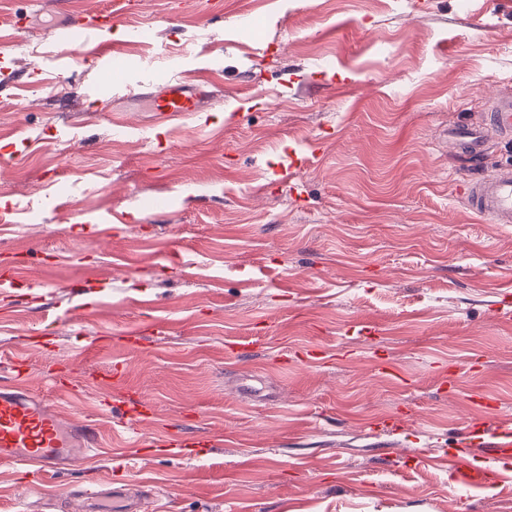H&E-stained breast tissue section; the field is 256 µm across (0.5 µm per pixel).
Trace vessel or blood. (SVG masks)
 Wrapping results in <instances>:
<instances>
[{"label":"vessel or blood","instance_id":"b4317fda","mask_svg":"<svg viewBox=\"0 0 512 512\" xmlns=\"http://www.w3.org/2000/svg\"><path fill=\"white\" fill-rule=\"evenodd\" d=\"M127 9L125 0L92 15H69L67 31L101 35L120 22ZM213 98L204 80L169 79L161 89L148 93L153 111L163 115L201 112ZM512 135V97L493 104L484 123L451 129L449 137L462 154L481 159L494 138ZM463 197L477 214L491 216L495 223L512 224V169H499L463 184ZM10 379L0 380V463L20 466L32 474H56L79 459H91L98 447L96 421L72 424L62 418L55 403L22 385L23 371L13 366ZM102 414H119L118 425L131 428L147 417V410L128 408L124 398L105 401ZM512 458V426L499 418L466 419L454 451L448 454L458 487L468 488L478 480H498L500 464ZM84 512H142L143 498L131 493L127 482L108 488L82 490Z\"/></svg>","mask_w":512,"mask_h":512}]
</instances>
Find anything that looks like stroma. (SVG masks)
<instances>
[{
    "label": "stroma",
    "mask_w": 512,
    "mask_h": 512,
    "mask_svg": "<svg viewBox=\"0 0 512 512\" xmlns=\"http://www.w3.org/2000/svg\"><path fill=\"white\" fill-rule=\"evenodd\" d=\"M130 2L111 70L41 0H0V273L22 284L0 292V372L67 377L61 413L105 448L46 493L82 512L75 485L129 478L156 488L145 512H512V470L463 499L446 461L411 456L512 419V224L466 207L448 149L512 95V0ZM141 55L210 79L211 110L126 111ZM117 367L153 405L132 467L96 409ZM173 428L220 442L165 447ZM27 481L0 464V512H51Z\"/></svg>",
    "instance_id": "1"
}]
</instances>
